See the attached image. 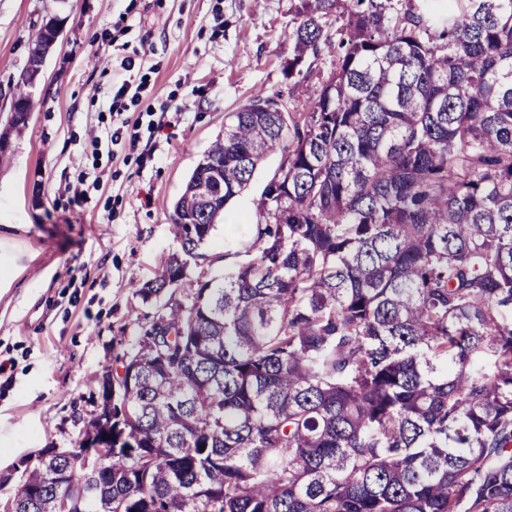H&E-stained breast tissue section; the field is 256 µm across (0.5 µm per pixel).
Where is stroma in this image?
<instances>
[{
  "label": "stroma",
  "mask_w": 512,
  "mask_h": 512,
  "mask_svg": "<svg viewBox=\"0 0 512 512\" xmlns=\"http://www.w3.org/2000/svg\"><path fill=\"white\" fill-rule=\"evenodd\" d=\"M295 5L0 0V131L33 36L62 26L34 89L44 104L0 167V474L81 441L98 377L155 313L135 287L178 252L173 205L225 121L260 92L305 107L283 73ZM126 78L138 93L115 99ZM281 159L230 202L192 278L223 275Z\"/></svg>",
  "instance_id": "obj_1"
}]
</instances>
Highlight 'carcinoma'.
<instances>
[{"label": "carcinoma", "mask_w": 512, "mask_h": 512, "mask_svg": "<svg viewBox=\"0 0 512 512\" xmlns=\"http://www.w3.org/2000/svg\"><path fill=\"white\" fill-rule=\"evenodd\" d=\"M341 2L295 5L289 92L335 57L307 110L256 94L175 201L182 254L136 289L159 310L85 425L114 445L86 512H512V0ZM276 148L224 277H187ZM82 468L43 451L13 512H60Z\"/></svg>", "instance_id": "carcinoma-1"}]
</instances>
